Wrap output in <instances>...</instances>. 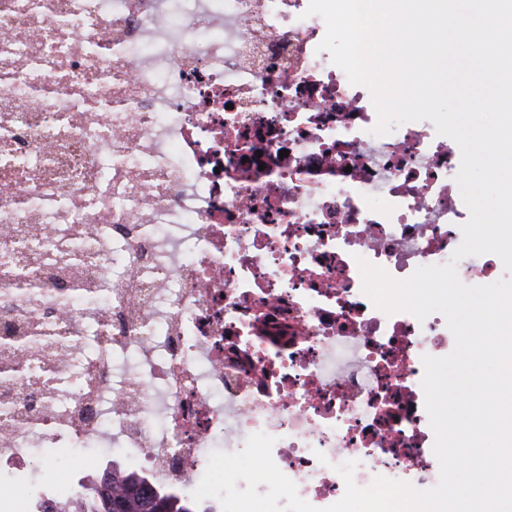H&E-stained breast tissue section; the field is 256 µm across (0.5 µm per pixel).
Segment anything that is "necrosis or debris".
<instances>
[{
	"instance_id": "necrosis-or-debris-1",
	"label": "necrosis or debris",
	"mask_w": 512,
	"mask_h": 512,
	"mask_svg": "<svg viewBox=\"0 0 512 512\" xmlns=\"http://www.w3.org/2000/svg\"><path fill=\"white\" fill-rule=\"evenodd\" d=\"M308 5L0 0V471L108 443L183 486L263 432L320 510L346 461L437 483L422 358L454 337L356 260H449L461 151L373 135Z\"/></svg>"
}]
</instances>
